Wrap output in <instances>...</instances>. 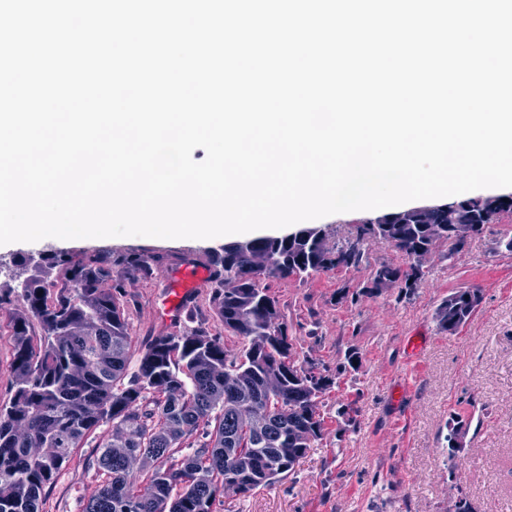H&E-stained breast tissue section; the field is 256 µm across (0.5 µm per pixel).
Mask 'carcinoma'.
<instances>
[{"mask_svg": "<svg viewBox=\"0 0 512 512\" xmlns=\"http://www.w3.org/2000/svg\"><path fill=\"white\" fill-rule=\"evenodd\" d=\"M473 210L491 224L512 206L488 198ZM426 223L445 225L448 212L409 213L384 238L411 258L429 244ZM250 249L274 264L254 269ZM250 249L212 252L218 314L241 350L189 329L153 337L133 371L112 260L48 254L15 262L19 274L0 298L23 306L12 317L16 384L0 404V512H39L72 450L103 426L112 427L96 444L104 484L82 512H215L224 494L246 497L295 473L324 435L318 399L335 381L300 359L285 323L272 324L279 301L262 279L307 277L336 262L304 237L255 239ZM423 276L411 264H382L365 293L398 284L411 293ZM480 303L475 289L449 294L436 309L439 331L457 334Z\"/></svg>", "mask_w": 512, "mask_h": 512, "instance_id": "obj_1", "label": "carcinoma"}]
</instances>
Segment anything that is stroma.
<instances>
[{"mask_svg": "<svg viewBox=\"0 0 512 512\" xmlns=\"http://www.w3.org/2000/svg\"><path fill=\"white\" fill-rule=\"evenodd\" d=\"M376 216L362 210L314 221L332 246L360 237L364 257L358 267L267 279L300 356L332 371L353 347L362 366L340 374L323 395L326 433L296 474L246 498L224 496L216 512H453L460 491L475 512H512V253L498 247L512 233V211L485 225L459 254L438 244L408 296L396 287L360 293L380 264L408 263L400 251L365 233ZM220 246L217 240L138 236L42 239L0 245V263L9 267L38 252L111 256L133 350L154 336L195 328L222 337L236 351L242 343L216 313L213 282L192 294L190 318L167 325L157 316L180 266L207 264ZM134 253L164 257V265L128 271L121 260ZM463 288L478 289L482 302L458 334L442 333L436 309ZM348 404L355 409L349 422L336 416ZM454 417L469 430L452 461L445 436ZM95 444L91 438L74 450L47 490L42 512H82L98 492L103 479L93 465Z\"/></svg>", "mask_w": 512, "mask_h": 512, "instance_id": "stroma-1", "label": "stroma"}]
</instances>
